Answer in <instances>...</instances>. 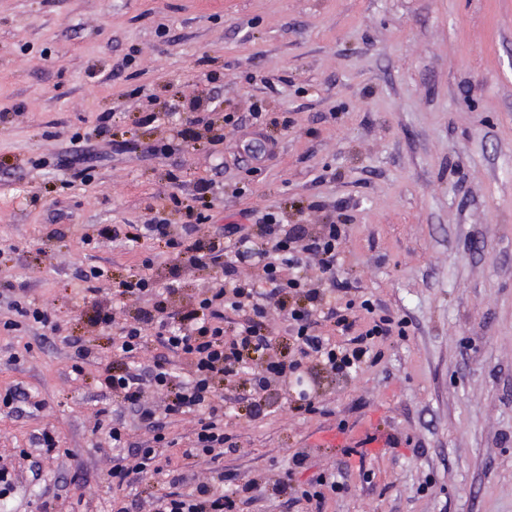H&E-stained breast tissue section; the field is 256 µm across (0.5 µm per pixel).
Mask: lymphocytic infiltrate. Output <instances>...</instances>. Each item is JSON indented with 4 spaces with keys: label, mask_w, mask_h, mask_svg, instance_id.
<instances>
[{
    "label": "lymphocytic infiltrate",
    "mask_w": 512,
    "mask_h": 512,
    "mask_svg": "<svg viewBox=\"0 0 512 512\" xmlns=\"http://www.w3.org/2000/svg\"><path fill=\"white\" fill-rule=\"evenodd\" d=\"M214 180L199 179L192 202L179 223L154 215L147 223L122 230L116 224L99 225L95 233L81 237L83 245L149 239L165 249L172 260L167 272L145 259L142 273L121 280L118 298L108 301L112 275L99 266L80 271L77 279L92 305V325L112 329V359L98 379L112 405L100 408L94 430H107L112 442L108 475L118 497L112 512H241L253 502L259 483H236L227 475V488L210 482H188L161 462L163 449L178 445L169 427L179 418L191 417L193 428L183 459L206 458L217 462L228 441L224 418L234 405H242L250 418L266 415L273 395L282 383L294 381L297 390L292 411L316 413L314 395L305 389L308 364L348 377L375 363L376 338L391 335L396 327L388 316L379 317L352 346L332 342L319 330L321 322L333 321L340 330L352 326L354 309L374 313L373 301L338 305L332 291L341 257L342 225H320L308 230L302 224H285L269 212L258 224H228L218 236L202 233L213 207ZM249 266L242 275L241 266ZM312 275H304V268ZM205 272L208 288L176 304L181 294L176 279L181 270ZM134 308L126 316V308ZM232 323H225V313ZM286 325L287 341L268 331L270 315ZM163 347L162 355L144 362L149 338ZM111 427H104V416ZM138 500L127 503L121 493L143 484Z\"/></svg>",
    "instance_id": "f902f5d3"
}]
</instances>
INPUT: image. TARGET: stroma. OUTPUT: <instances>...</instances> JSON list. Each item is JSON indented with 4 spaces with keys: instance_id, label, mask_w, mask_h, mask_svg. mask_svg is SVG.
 <instances>
[{
    "instance_id": "stroma-1",
    "label": "stroma",
    "mask_w": 512,
    "mask_h": 512,
    "mask_svg": "<svg viewBox=\"0 0 512 512\" xmlns=\"http://www.w3.org/2000/svg\"><path fill=\"white\" fill-rule=\"evenodd\" d=\"M258 106L271 123L221 144L180 135ZM0 111V289L25 284L61 324L0 329V397L18 386L42 404L0 407L15 483L0 512H112L98 367L72 380L68 345L104 356L112 332L90 325L75 273L120 280L168 258L79 239L174 212L202 177L224 184L213 224L276 209L342 224L337 298L372 299L406 330L356 376L314 370L318 413L225 417L220 467L270 483L303 453L295 486L347 484L322 512H512V0H0ZM87 142L100 160L78 180L61 161ZM363 424L395 447L312 444ZM47 426L50 453L35 443Z\"/></svg>"
}]
</instances>
